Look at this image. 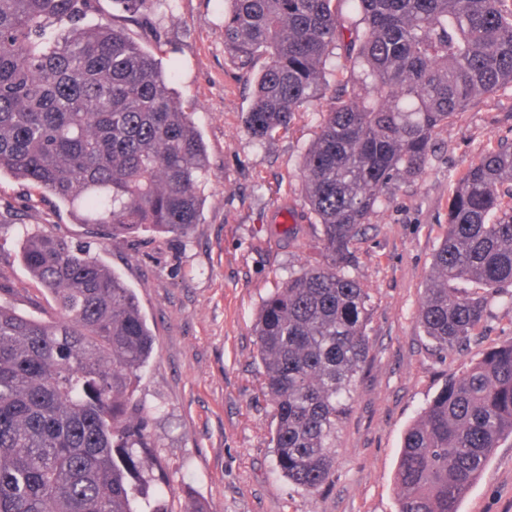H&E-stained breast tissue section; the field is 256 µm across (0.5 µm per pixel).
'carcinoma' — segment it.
Segmentation results:
<instances>
[{
    "label": "carcinoma",
    "instance_id": "cac0c4a2",
    "mask_svg": "<svg viewBox=\"0 0 512 512\" xmlns=\"http://www.w3.org/2000/svg\"><path fill=\"white\" fill-rule=\"evenodd\" d=\"M224 50L265 63L245 116L256 139L288 132L338 81L304 156L324 262L291 273L257 325L261 390L274 408L277 472L316 493L369 354L368 294L354 241L433 135L474 102L512 90V0H230ZM99 0H0V175L68 205L105 236L184 237L200 223L207 156L161 61ZM20 260L49 295L44 319L0 302V512H161L131 385L153 351L135 293L90 249L26 232ZM512 287V143L483 152L448 198L419 321L443 353L466 344L487 297ZM512 436V341L446 380L403 439L398 512H460Z\"/></svg>",
    "mask_w": 512,
    "mask_h": 512
}]
</instances>
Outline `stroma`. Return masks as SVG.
I'll return each mask as SVG.
<instances>
[{"instance_id":"1","label":"stroma","mask_w":512,"mask_h":512,"mask_svg":"<svg viewBox=\"0 0 512 512\" xmlns=\"http://www.w3.org/2000/svg\"><path fill=\"white\" fill-rule=\"evenodd\" d=\"M227 0L150 5L131 35L159 58L176 99L205 144L208 173L199 224L183 238H102L55 199L0 177V284L21 311L49 298L19 260L23 229L87 244L135 292L155 335L134 399L148 410L164 479L151 482L162 512H397L394 474L407 428L445 381L512 340V308L488 298L470 344L436 351L418 321L433 255L448 224V197L485 150L512 142V91L486 96L438 130L424 168L401 175L353 245V276L370 296L367 366L336 438L329 482L311 494L275 469L273 407L260 392L255 324L263 301L291 272L321 262V226L305 203L303 157L327 103L289 132L253 138L244 120L251 69L224 51ZM460 512H512V438L502 442Z\"/></svg>"}]
</instances>
